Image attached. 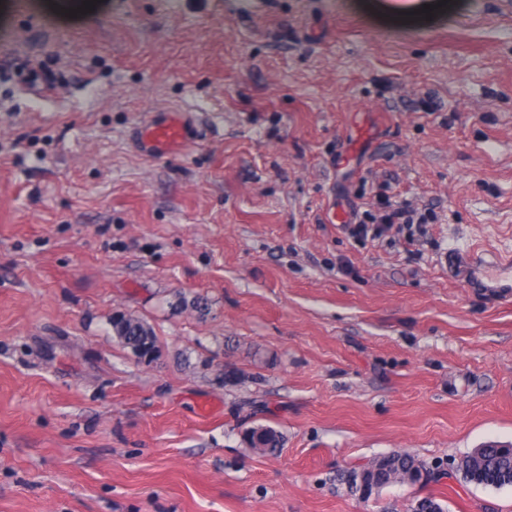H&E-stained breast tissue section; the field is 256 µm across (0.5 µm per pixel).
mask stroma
I'll use <instances>...</instances> for the list:
<instances>
[{"mask_svg":"<svg viewBox=\"0 0 512 512\" xmlns=\"http://www.w3.org/2000/svg\"><path fill=\"white\" fill-rule=\"evenodd\" d=\"M81 4L0 0V512H512L457 475L349 485L512 444V302L441 266L512 253V0ZM171 108L198 143L140 156ZM375 177L434 207L427 242L326 223ZM112 332L141 360H150L156 348V336L150 327L131 316L118 314L112 318ZM249 446L261 455H275L283 447V437L274 427L259 425L246 431ZM389 454V463L387 470L382 474L381 487L394 483L420 484L419 479H416V473L419 467L425 465L422 461L406 452H393Z\"/></svg>","mask_w":512,"mask_h":512,"instance_id":"1","label":"stroma"}]
</instances>
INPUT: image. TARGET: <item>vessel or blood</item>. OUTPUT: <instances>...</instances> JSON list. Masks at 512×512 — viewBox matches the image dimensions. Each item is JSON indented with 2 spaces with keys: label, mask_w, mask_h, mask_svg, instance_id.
<instances>
[{
  "label": "vessel or blood",
  "mask_w": 512,
  "mask_h": 512,
  "mask_svg": "<svg viewBox=\"0 0 512 512\" xmlns=\"http://www.w3.org/2000/svg\"><path fill=\"white\" fill-rule=\"evenodd\" d=\"M199 137L193 115L172 109L138 125L133 143L141 155L160 158L196 144ZM442 265L449 276L464 281L468 287L484 288L497 294L512 291V255H498L488 246L475 244L464 249H449Z\"/></svg>",
  "instance_id": "b4317fda"
}]
</instances>
